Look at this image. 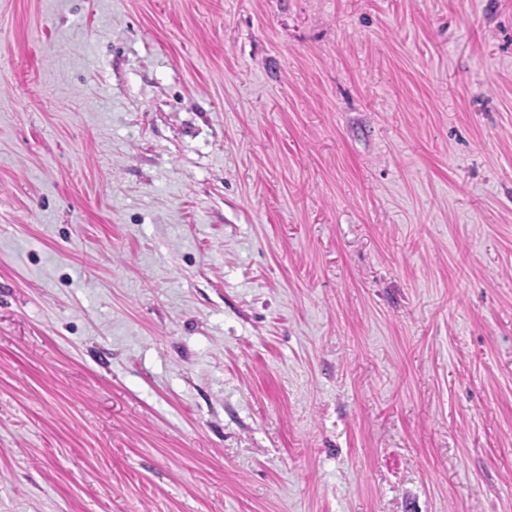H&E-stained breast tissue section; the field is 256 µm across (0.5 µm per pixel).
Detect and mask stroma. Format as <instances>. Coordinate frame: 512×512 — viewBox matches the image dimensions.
<instances>
[{
    "label": "stroma",
    "mask_w": 512,
    "mask_h": 512,
    "mask_svg": "<svg viewBox=\"0 0 512 512\" xmlns=\"http://www.w3.org/2000/svg\"><path fill=\"white\" fill-rule=\"evenodd\" d=\"M0 512H512V0H0Z\"/></svg>",
    "instance_id": "1"
}]
</instances>
